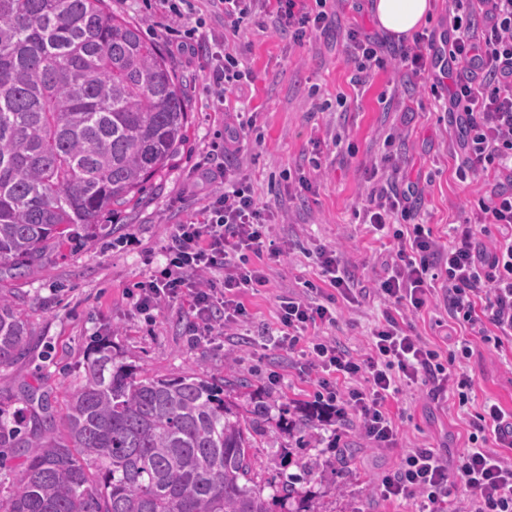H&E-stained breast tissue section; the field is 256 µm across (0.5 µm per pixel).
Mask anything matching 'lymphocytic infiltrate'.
Wrapping results in <instances>:
<instances>
[{
	"label": "lymphocytic infiltrate",
	"instance_id": "1",
	"mask_svg": "<svg viewBox=\"0 0 512 512\" xmlns=\"http://www.w3.org/2000/svg\"><path fill=\"white\" fill-rule=\"evenodd\" d=\"M169 22L161 29L181 56L210 58L209 82L216 101L240 90L248 72L230 52L246 17H270L275 30L294 43L328 30L334 14L329 0H157ZM466 15L454 16L445 43L451 73L448 111L456 128L460 178L483 176L476 208L454 225L448 244L415 223L413 200L421 191L395 165L371 169L362 208L363 222L374 234L390 238L373 289L358 287L352 268L335 247L316 252L328 293L281 297L277 318L279 348L307 359L318 371L317 384L327 402L340 404L341 418L355 417L363 436L377 448L392 447L399 429L387 406L402 386L425 382L432 400H471L473 378L459 369L473 354L472 337L502 346L512 342V0H467ZM212 16L217 28L206 27ZM390 35L351 31L343 53L356 65L355 82H365L383 65L381 51ZM434 36L415 34L402 48L397 67L405 82L422 81L436 65L430 56ZM226 188L207 198L198 212L173 225L163 248L165 262L139 283L132 308L150 315L162 303L188 299L196 316V342H214L248 319L243 297L264 287L268 276L258 257L282 255L267 236L269 206L260 204L233 169L221 171ZM498 236L485 249L479 236L487 225ZM444 277L434 283L430 273ZM440 290L449 318L469 330L454 339L448 355L413 334L407 316H415ZM378 298L389 308L373 328L365 352L352 353L328 331L337 323L334 303ZM470 447L456 462L431 448L412 449L400 467L381 478L384 499L412 503L417 512H442L448 487L460 485L463 505L457 512H512V463L490 452L488 443L512 448V410L485 401L469 436Z\"/></svg>",
	"mask_w": 512,
	"mask_h": 512
}]
</instances>
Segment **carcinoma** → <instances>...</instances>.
Returning <instances> with one entry per match:
<instances>
[{"instance_id": "1", "label": "carcinoma", "mask_w": 512, "mask_h": 512, "mask_svg": "<svg viewBox=\"0 0 512 512\" xmlns=\"http://www.w3.org/2000/svg\"><path fill=\"white\" fill-rule=\"evenodd\" d=\"M175 75L107 0H0V274L27 278L47 246L145 192L186 140ZM31 337L0 296V365ZM193 374L158 377L95 341L59 434L49 396L0 404V466L24 467L0 512H323L301 486L333 468L314 417ZM296 434L300 474L252 449Z\"/></svg>"}]
</instances>
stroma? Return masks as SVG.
Segmentation results:
<instances>
[{"label":"stroma","mask_w":512,"mask_h":512,"mask_svg":"<svg viewBox=\"0 0 512 512\" xmlns=\"http://www.w3.org/2000/svg\"><path fill=\"white\" fill-rule=\"evenodd\" d=\"M154 0H109L113 14L142 27L147 40L164 53L182 85L189 113L188 140L177 164L156 175L135 203L106 217L107 228L81 244H52L36 272L22 280H0V295L13 299L28 322L31 341L25 356L0 367V401L21 397L26 385L48 393L58 413H65L96 339L110 341L125 361L154 376L196 374L222 378L228 361L253 381L252 390L276 404H313L314 378L303 375L277 347L278 300L317 281L315 251L333 245L359 267L362 286L372 284L378 258L388 238L374 237L362 222L367 170L382 155H392L409 180L424 189L416 204L418 220L440 243L452 225L476 207L482 179L460 180L454 153L455 128L443 97L427 88H408L386 54L363 85L354 84L353 63L341 53L346 30L378 32L370 0H338L337 18L321 37L294 43L257 18L246 19L231 47L251 83L242 96L214 100L208 62H187L171 54L160 35L164 22ZM237 114L245 129L232 162L260 201L275 208L271 239L284 251L267 259L269 282L248 292L250 320L243 335L215 343H192L194 318L187 305L174 303L152 318L136 314L129 295L163 264L161 246L172 225L200 208L222 181L204 172L222 165L224 115ZM341 134L334 146L333 134ZM393 145H386L387 136ZM320 171H313L311 159ZM310 176L311 191L301 190L300 175ZM336 336L349 348L364 349L381 319L378 303L337 301ZM462 367L475 381V400L461 410L452 402H433L422 385L404 388L390 403L400 427L397 447L375 448L352 421L335 425L336 445L325 449L336 468L324 479L308 482L317 503L328 512H413L412 504L387 501L375 483L396 470L411 448L429 446L456 461L466 452L471 424L486 400L512 409V351L475 342Z\"/></svg>","instance_id":"obj_1"}]
</instances>
